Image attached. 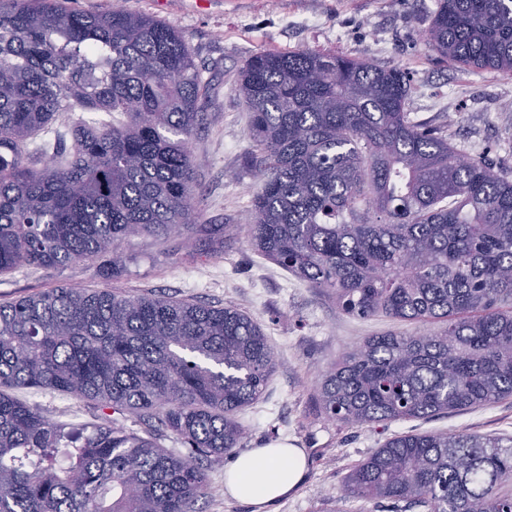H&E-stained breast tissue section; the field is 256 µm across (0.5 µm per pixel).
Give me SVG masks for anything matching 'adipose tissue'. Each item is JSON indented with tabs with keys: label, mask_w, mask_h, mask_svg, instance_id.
I'll use <instances>...</instances> for the list:
<instances>
[{
	"label": "adipose tissue",
	"mask_w": 512,
	"mask_h": 512,
	"mask_svg": "<svg viewBox=\"0 0 512 512\" xmlns=\"http://www.w3.org/2000/svg\"><path fill=\"white\" fill-rule=\"evenodd\" d=\"M306 473L302 449L288 445L258 448L232 462L224 475V491L264 512L268 505L296 489Z\"/></svg>",
	"instance_id": "1"
}]
</instances>
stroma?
Here are the masks:
<instances>
[{"instance_id":"obj_1","label":"stroma","mask_w":512,"mask_h":512,"mask_svg":"<svg viewBox=\"0 0 512 512\" xmlns=\"http://www.w3.org/2000/svg\"><path fill=\"white\" fill-rule=\"evenodd\" d=\"M87 13L117 8L141 12L180 31L208 88L207 121L191 138L199 221L237 225L222 248L186 262L182 238L135 237L126 250L136 263L123 276H105L100 263L22 267L0 275V302L57 285L163 293L215 306H235L257 321L275 354V371L261 398L238 415L246 429L242 451L282 441L304 449L308 472L269 512H321L351 469L394 435L406 432L479 433L512 437V397L428 419L346 425L321 413L316 387L341 352L386 332H423L422 324L344 314L326 293L311 288L250 245L244 226L259 188L250 114L235 90L242 65L263 50L339 54L406 72L411 119L442 129L459 154L481 156L512 177V75L463 69L435 52L426 32L436 0H67ZM19 400L52 421H95L94 403L49 391L17 388ZM234 453L202 459L205 495L195 512H254L224 492Z\"/></svg>"}]
</instances>
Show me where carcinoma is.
<instances>
[{"instance_id":"obj_1","label":"carcinoma","mask_w":512,"mask_h":512,"mask_svg":"<svg viewBox=\"0 0 512 512\" xmlns=\"http://www.w3.org/2000/svg\"><path fill=\"white\" fill-rule=\"evenodd\" d=\"M426 41L460 67L511 74L512 0H438ZM237 91L265 161L253 248L348 315L432 325L338 356L318 391L326 417L386 424L512 397V180L412 121L397 69L264 51ZM205 93L187 40L163 21L0 0V274L101 260L115 276L131 261L124 242L197 226L188 142ZM69 112L99 118L66 123ZM200 231L192 259L223 245ZM275 366L234 306L65 285L1 303L0 512H195L198 460L240 447L237 414ZM14 387L94 401L142 432L53 423ZM510 479L512 438L410 432L356 465L344 494L512 512Z\"/></svg>"}]
</instances>
